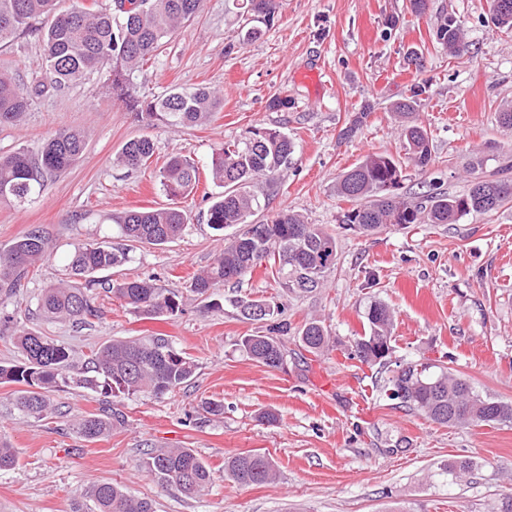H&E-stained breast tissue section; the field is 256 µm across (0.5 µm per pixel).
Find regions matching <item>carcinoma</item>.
I'll list each match as a JSON object with an SVG mask.
<instances>
[{"mask_svg":"<svg viewBox=\"0 0 512 512\" xmlns=\"http://www.w3.org/2000/svg\"><path fill=\"white\" fill-rule=\"evenodd\" d=\"M131 8L98 10L83 0H0V43L33 30V22L43 20L38 33L45 47L43 80L28 85L0 72V125H17L33 97L46 91H63L83 78L106 71L109 97L126 103L148 127L159 123L172 127H192L207 122L223 103V97L208 87L173 89L151 100L134 94L133 74L200 11L202 0H125ZM279 0H239L238 16L245 25L238 41L258 39L263 27L273 24ZM494 24L512 28V0H491ZM438 42L459 55L465 50L460 27L443 21L437 27ZM418 89L397 103L393 112L401 122L406 155L414 166L425 170L432 160L427 130L415 120ZM87 135L80 130L60 129L44 143L40 155L31 157L19 149L0 156V201L22 202L41 192L49 177L71 167L84 153ZM154 155V143L147 136L127 141L116 162L138 169ZM293 141L272 128L256 127L242 142H228L212 158V180L224 187L208 209V224L222 232L232 225L240 229L225 239L224 251L207 269L195 274L189 291L211 297L231 281H239L258 265L268 262L279 287L295 296L313 293L325 286L336 269V236L320 224L282 210L259 222L249 218L262 209L251 184L269 183L292 163ZM199 167L176 155L160 170V183L170 200L193 192L199 183ZM402 166L385 154H370L345 171L336 182V193L355 202L341 219L373 235L383 229H405L412 224H454L470 213H490L512 202V161L474 178L460 194L428 193L410 197L397 193ZM187 216L177 206L130 210L119 218L121 238L132 244L164 246L179 238ZM51 241L33 229L0 249V294L13 293L21 280L34 271L49 252ZM130 248L103 240L81 244L71 253L67 277L44 287L38 301L51 319L85 323L97 316L88 299L95 285L105 286L126 305L151 317L180 312L176 289L159 288L155 279L123 280L109 283L96 274L119 267L129 260ZM240 314L248 320L267 322L266 333L245 337L240 349L253 361L276 368L285 354L283 337L288 323L281 320L280 305L266 300H240ZM394 314L379 300L367 305L363 334L353 340L349 358L365 364L386 365L379 346L391 343ZM300 346L313 355L330 350L333 341L328 328L310 319L298 331ZM19 357L0 362V384H16L14 403L22 414L42 420L57 413L50 393L75 383L104 397L149 393L161 397L187 383L196 366L164 336L112 340L93 349L85 360L83 376L70 375L69 349L62 343L30 329L12 336ZM403 392L401 402L440 425H496L512 422V403L478 392L464 377L446 368L432 372V365L408 363L388 380L387 390ZM124 423L123 414H87L75 420L79 433L97 440L112 426ZM143 467L158 481L175 485L185 496L201 494L213 480L211 468L191 448H154ZM224 470L241 485L265 484L276 479L271 458L246 454L228 458ZM472 470L466 458L448 461L443 473L450 481L464 479ZM72 512H154L152 503L129 495L114 483H92Z\"/></svg>","mask_w":512,"mask_h":512,"instance_id":"obj_1","label":"carcinoma"}]
</instances>
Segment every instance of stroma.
<instances>
[{
    "mask_svg": "<svg viewBox=\"0 0 512 512\" xmlns=\"http://www.w3.org/2000/svg\"><path fill=\"white\" fill-rule=\"evenodd\" d=\"M280 4L273 25L242 45L232 0H202L194 20L135 72V90L147 99L175 86L219 90L224 102L205 125L145 126L105 96L106 76L97 73L37 96L18 125L0 127V155L20 147L38 154L59 129L89 133L82 156L38 196L0 203V247L34 228L53 242L9 310L66 345L79 363L110 339L165 336L196 364L186 384L159 398L108 400L73 384L57 388L60 415L40 421L13 410L15 387L0 384V440L17 457L14 468L0 470V512H71L94 482L119 484L151 500L155 512H500L512 493V423L440 425L384 390L398 366L428 362L453 369L480 393L512 401V203L454 224L363 236L342 228L350 204L336 194L340 174L365 156L403 158L391 106L416 87L433 164L424 172L405 166L402 194L460 193L472 164L489 171L512 159V129L498 122L503 105L512 104V30L492 23L489 0H428L421 15L410 11L408 0ZM444 19L463 30L467 52L454 57L438 43ZM43 64L38 35L0 44V71L21 81H34ZM313 66L327 85L320 97L301 79ZM276 96L287 99V107L270 108ZM260 126L288 133L295 153L275 182L259 181L253 189L266 198L268 214L291 210L335 234L338 260L325 288L290 297L264 264L219 289L223 310H205L185 285L224 248L207 224L221 189L206 177L181 201L188 225L180 238L164 247L140 246L128 263L106 273L115 281L153 276L163 287L182 289V312L151 319L98 287L89 293L98 311L90 323L43 316L40 290L64 276L74 246L115 240L119 216L167 205L158 170L171 156L209 167L224 143ZM140 135L154 142L150 163L136 170L117 164L121 147ZM238 299L282 304V318L294 331L320 317L336 338L335 350L304 355L291 340L283 368L254 362L238 344L266 325L244 319ZM373 299L395 315L383 367L344 355ZM207 399L223 402L222 416L203 417L199 407ZM106 406L120 410L124 424L85 440L76 418ZM268 412L275 422H266ZM160 446L194 449L213 470L211 485L188 498L157 483L142 461ZM248 453L270 455L277 479L240 485L227 478L225 461ZM455 458L474 465L458 485L439 474Z\"/></svg>",
    "mask_w": 512,
    "mask_h": 512,
    "instance_id": "35a3bbf8",
    "label": "stroma"
}]
</instances>
